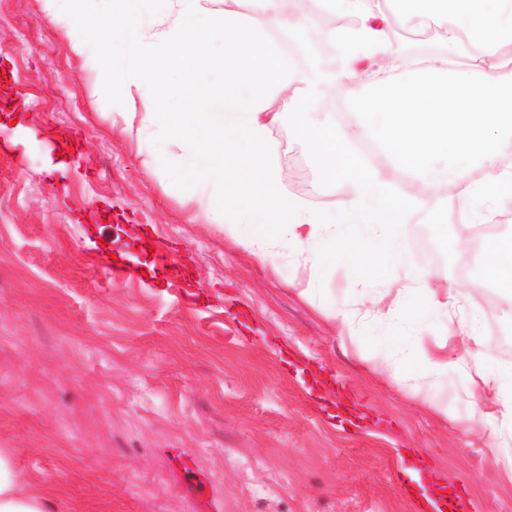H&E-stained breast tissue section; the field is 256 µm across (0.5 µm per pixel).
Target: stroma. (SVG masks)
<instances>
[{
	"instance_id": "stroma-1",
	"label": "stroma",
	"mask_w": 512,
	"mask_h": 512,
	"mask_svg": "<svg viewBox=\"0 0 512 512\" xmlns=\"http://www.w3.org/2000/svg\"><path fill=\"white\" fill-rule=\"evenodd\" d=\"M0 69L35 115L19 141L0 129V447L57 512H419L439 484L467 512H512V479L457 427L470 391L376 373L299 296L308 263L280 254L275 275L148 173L44 0H0ZM271 137L290 196L336 201L290 124ZM65 139L74 158L47 171ZM448 223L463 310L512 362L482 263L512 216L467 224L452 207ZM117 264L136 276L113 280Z\"/></svg>"
}]
</instances>
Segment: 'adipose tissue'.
<instances>
[{
  "instance_id": "ef3b65f1",
  "label": "adipose tissue",
  "mask_w": 512,
  "mask_h": 512,
  "mask_svg": "<svg viewBox=\"0 0 512 512\" xmlns=\"http://www.w3.org/2000/svg\"><path fill=\"white\" fill-rule=\"evenodd\" d=\"M49 15H69L72 49L112 89L123 110L133 94L151 95L167 75L155 57L163 48L179 67L196 69L220 56L230 68L206 81L191 111L162 95L127 134L148 139L144 167L167 187L197 202L214 227L232 234L260 262L276 250L303 256L316 271L300 294L344 330L361 323L365 361L397 382L456 375L463 342L481 345L478 316L460 318L457 337L424 336L447 322L449 307L467 299L453 258L464 243L445 217L458 206L472 224L512 214V80L498 71L499 37L512 28V0H404L396 17L377 0H45ZM178 13L177 22L148 34L150 18ZM355 13L353 25L320 26L317 17ZM433 22L439 42L395 50L393 23ZM475 35L468 68L453 59L465 35ZM342 112H321L328 97ZM289 120L305 138L338 204L318 209L282 187L272 126ZM372 142L384 165L361 150ZM243 149L251 175L243 184L225 154ZM450 178L436 180V165ZM426 214L442 256L418 265L408 231ZM345 264L359 294L373 295L396 275L407 282L396 310H371L357 321L348 304L322 285ZM488 287L512 298V240L484 250ZM488 392L475 402L468 428H479L491 458L512 471V364L480 359ZM0 512H55L54 495L29 480L13 449L0 448Z\"/></svg>"
}]
</instances>
